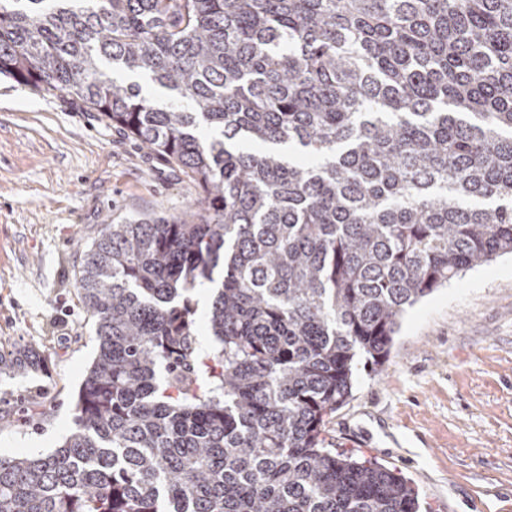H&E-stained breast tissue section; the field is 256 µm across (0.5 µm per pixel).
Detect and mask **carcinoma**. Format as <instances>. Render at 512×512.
<instances>
[{
	"label": "carcinoma",
	"instance_id": "1",
	"mask_svg": "<svg viewBox=\"0 0 512 512\" xmlns=\"http://www.w3.org/2000/svg\"><path fill=\"white\" fill-rule=\"evenodd\" d=\"M0 75L200 188L85 251L98 354L62 445L0 457V512H418L325 427L407 308L512 254V0H0Z\"/></svg>",
	"mask_w": 512,
	"mask_h": 512
}]
</instances>
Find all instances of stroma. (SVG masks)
<instances>
[{"label":"stroma","instance_id":"obj_1","mask_svg":"<svg viewBox=\"0 0 512 512\" xmlns=\"http://www.w3.org/2000/svg\"><path fill=\"white\" fill-rule=\"evenodd\" d=\"M189 178L66 93L0 77V344L39 370L0 376V456L61 445L97 355L78 297L81 257L104 225L179 217ZM327 447L377 460L424 512H512V255L409 308L380 371L357 368Z\"/></svg>","mask_w":512,"mask_h":512}]
</instances>
